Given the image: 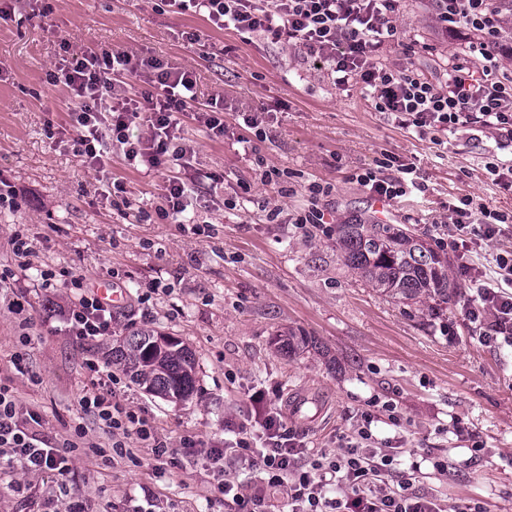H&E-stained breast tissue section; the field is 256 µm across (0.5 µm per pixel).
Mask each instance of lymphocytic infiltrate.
<instances>
[{
    "mask_svg": "<svg viewBox=\"0 0 512 512\" xmlns=\"http://www.w3.org/2000/svg\"><path fill=\"white\" fill-rule=\"evenodd\" d=\"M176 13L191 11L218 29L261 32L272 40L305 50L324 67L338 88L362 86L376 111L394 116L403 128H427L445 133L478 125L487 130L496 149L512 148V78L500 76L498 57L504 49L502 17L512 11V0H434L441 27L464 24L475 39L467 47L472 65L449 60L445 77L433 82L416 70L391 69L379 58L399 39L396 15L400 0H161ZM142 77L141 91L121 92L128 76ZM69 91L71 111L69 143L82 164L100 171L118 148L126 162L145 172L166 171L160 202L154 211L138 210L139 221L183 218L192 197L196 144L180 121L194 99L189 70L165 66L157 59H142L125 51L100 49L70 54L50 74ZM146 125L149 137L132 135ZM403 168L400 176L386 178L368 169L357 179L378 200L390 201L422 183ZM460 273L473 288L464 303L480 336L512 346V253L501 254L491 271L461 265ZM44 289L79 290L77 303L61 311L69 335L96 339L111 335L112 310L96 294L85 290L82 275L71 270L41 272ZM101 392L82 397L84 411L96 415L112 432L113 455H129L128 439L149 440L146 421L135 411L113 403L110 387L117 378L108 366L87 364ZM372 418L361 423L344 452L321 453L303 462L300 441L287 433L279 412H270L262 435L239 427L234 441L211 449L215 459L234 455L254 469L261 493L241 494L233 480L220 490L230 496L237 512H265L263 490L287 489L289 512H443L438 500L413 490L410 479L391 487L388 477L395 461L390 448L373 447ZM40 416L21 411L9 385L0 384V472L22 461L28 471L50 470L66 475L70 469L66 449L76 448L82 426L70 438L53 444L38 432Z\"/></svg>",
    "mask_w": 512,
    "mask_h": 512,
    "instance_id": "obj_1",
    "label": "lymphocytic infiltrate"
}]
</instances>
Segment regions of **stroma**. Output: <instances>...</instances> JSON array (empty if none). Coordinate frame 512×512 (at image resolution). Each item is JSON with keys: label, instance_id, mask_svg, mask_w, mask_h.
<instances>
[{"label": "stroma", "instance_id": "stroma-1", "mask_svg": "<svg viewBox=\"0 0 512 512\" xmlns=\"http://www.w3.org/2000/svg\"><path fill=\"white\" fill-rule=\"evenodd\" d=\"M431 4L403 0L401 43L385 61L438 80L471 35L462 26L441 29ZM103 47L189 69L197 106L223 104L225 138L184 122L201 178L194 224L137 221L138 209L158 204L162 174L127 167L116 150L94 172L61 143L72 103L48 73L66 51ZM0 64L9 68L0 80V180L16 191L15 208L0 211V267L15 264V225H25L34 251L22 288H0V382L22 410L42 416L46 439L67 438L78 423L86 432L68 474L31 473L17 462L0 475V512H64L70 492L87 512H235L218 489L224 475L247 494L258 484L247 466L213 462L209 451L223 447L231 426L261 434L273 405L311 454L338 450L360 413L372 411L376 446L397 450L390 482L401 480L413 456L422 461L415 490L435 495L445 512L469 500L486 512H512V347L484 343L462 315L469 290L457 257L448 258L456 297L433 316L359 281L334 233L358 215L416 228L447 251L448 207L459 199H470L477 220L487 208L512 215V189L493 185L485 169L489 134L460 128L433 141L375 111L360 88L336 87L303 50L215 29L202 15L163 10L160 0H13L11 17L0 19ZM261 110L268 137L247 141L242 116ZM260 159L287 171L288 193L257 183ZM389 161L416 167L424 191L375 200L356 176ZM213 174L222 184L212 186ZM116 181L124 196H113ZM312 182L329 188L317 200L325 221L300 229L291 218L306 206ZM240 196L244 206L224 207ZM47 269L75 270L90 289L118 281L124 301L112 309L111 337L81 340L49 319L76 293L45 295L36 282ZM139 329L180 340L197 361L196 390L185 401L148 394L112 368L120 377L113 402L177 449L176 465L163 470L135 438L133 458L93 454L111 437L81 407L93 390L87 361H104L112 337ZM288 331L315 338V346L278 353L272 340ZM18 353L22 374L12 364ZM188 435L200 447L181 448ZM435 459L445 472L432 468Z\"/></svg>", "mask_w": 512, "mask_h": 512}]
</instances>
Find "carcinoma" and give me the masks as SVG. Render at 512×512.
Masks as SVG:
<instances>
[{
    "mask_svg": "<svg viewBox=\"0 0 512 512\" xmlns=\"http://www.w3.org/2000/svg\"><path fill=\"white\" fill-rule=\"evenodd\" d=\"M336 247L358 278L398 303H426L437 315L455 296L448 256L400 224H338ZM157 338L152 330L132 331L115 339L107 356L146 392L189 399L196 390L194 353L174 337L165 345ZM274 344L278 352L291 356L312 346V341L287 333L276 336Z\"/></svg>",
    "mask_w": 512,
    "mask_h": 512,
    "instance_id": "carcinoma-1",
    "label": "carcinoma"
}]
</instances>
